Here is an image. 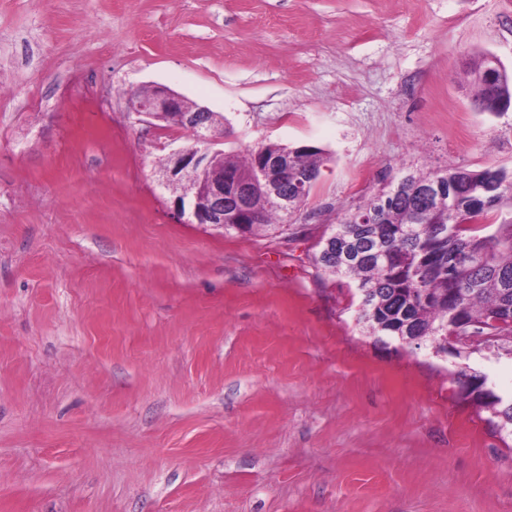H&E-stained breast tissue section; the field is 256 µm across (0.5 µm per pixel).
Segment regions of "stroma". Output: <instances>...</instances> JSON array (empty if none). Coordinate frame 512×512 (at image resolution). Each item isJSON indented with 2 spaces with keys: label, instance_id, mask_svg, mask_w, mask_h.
Listing matches in <instances>:
<instances>
[{
  "label": "stroma",
  "instance_id": "35a3bbf8",
  "mask_svg": "<svg viewBox=\"0 0 512 512\" xmlns=\"http://www.w3.org/2000/svg\"><path fill=\"white\" fill-rule=\"evenodd\" d=\"M477 53L512 74V0H0V512H512L455 360L314 266L404 168L512 173ZM154 85L225 153L325 151L293 238L173 217L187 134L128 114Z\"/></svg>",
  "mask_w": 512,
  "mask_h": 512
}]
</instances>
